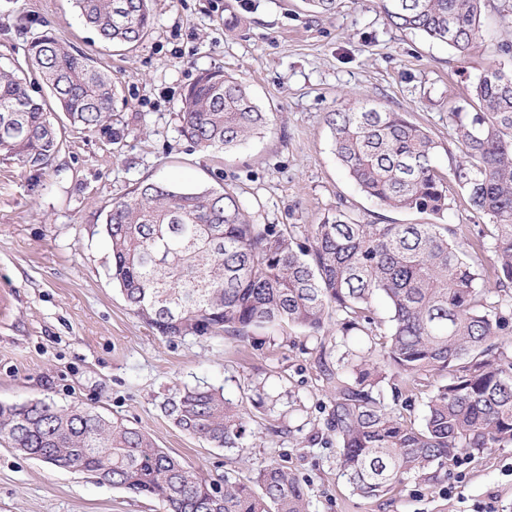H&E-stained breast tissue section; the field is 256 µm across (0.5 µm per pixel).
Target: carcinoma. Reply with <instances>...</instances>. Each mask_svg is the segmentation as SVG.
<instances>
[{"instance_id": "carcinoma-1", "label": "carcinoma", "mask_w": 512, "mask_h": 512, "mask_svg": "<svg viewBox=\"0 0 512 512\" xmlns=\"http://www.w3.org/2000/svg\"><path fill=\"white\" fill-rule=\"evenodd\" d=\"M152 0H74L79 19L116 47L132 48L153 24ZM484 0H379L388 22L453 48L465 59L479 39ZM473 84L474 112H453L459 160L453 181L469 206L489 219L481 239L440 219L452 209L447 178L435 165L430 133L370 101L325 116L333 152L357 189L386 208L437 222L371 224L347 209L292 230L254 223L236 190L189 188L144 180L112 202L101 232L110 276L131 310L159 335L240 339L268 326L318 333L335 322L336 347L372 337V311H389L385 340L346 352L336 369L319 360L332 387L327 427L340 448L352 492L369 499L412 477L438 471L489 448L512 445V334L499 302L512 299V47ZM50 99L33 97L23 79L0 68V154L34 171L48 167L69 124L117 137L111 119L117 86L92 58L48 34L28 48ZM248 85L222 69L188 86L181 135L196 149L230 150L271 121ZM489 253L493 277L480 254ZM433 390L419 423L399 407L421 381ZM392 382V402L382 384ZM181 431L234 451L247 431L243 413L210 385L186 387L163 403ZM0 440L16 452L161 501L166 512H308L305 489L287 468L268 464L241 480L210 481L172 457L144 431L87 408L45 400L0 405Z\"/></svg>"}]
</instances>
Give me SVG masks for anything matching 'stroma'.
Masks as SVG:
<instances>
[{"instance_id":"1","label":"stroma","mask_w":512,"mask_h":512,"mask_svg":"<svg viewBox=\"0 0 512 512\" xmlns=\"http://www.w3.org/2000/svg\"><path fill=\"white\" fill-rule=\"evenodd\" d=\"M153 25L119 51L83 25L73 0H0V64L27 76L28 46L50 32L111 72L112 127L64 126V145L36 172L0 156V405L44 399L93 409L148 432L159 447L211 480L244 479L268 463L303 481L309 512H512V446L453 467L435 485L409 478L380 499L354 495L326 418L335 364L331 330L256 331L240 340L158 336L108 275L99 214L144 179L231 185L258 224H316L336 205L374 224L423 222L363 196L332 152L327 112L364 100L426 128L436 165L459 152L449 121L479 75L512 43V12L485 0L480 37L466 60L447 45L400 30L376 0H338L332 15L304 0H153ZM221 68L244 80L267 129L232 151L194 149L180 133L187 87ZM208 384L249 417L242 456L188 435L162 404ZM0 512H166L164 504L51 468L0 443Z\"/></svg>"}]
</instances>
